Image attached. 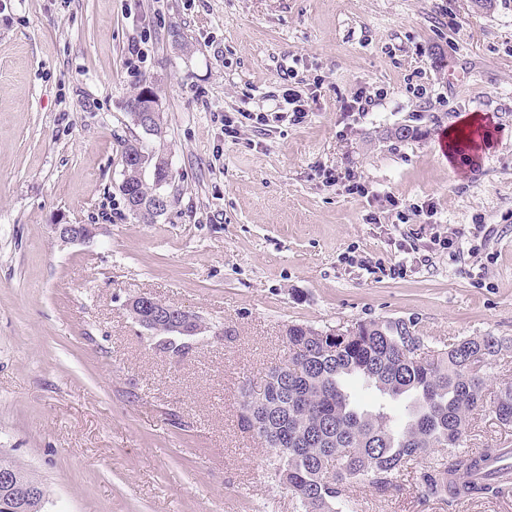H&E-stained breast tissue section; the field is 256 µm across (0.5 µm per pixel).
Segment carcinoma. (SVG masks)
Wrapping results in <instances>:
<instances>
[{"instance_id":"carcinoma-1","label":"carcinoma","mask_w":512,"mask_h":512,"mask_svg":"<svg viewBox=\"0 0 512 512\" xmlns=\"http://www.w3.org/2000/svg\"><path fill=\"white\" fill-rule=\"evenodd\" d=\"M121 194L127 206L153 194L145 171L124 170ZM288 360L248 388L241 426L271 450L267 468L295 500L297 512H355L347 489L357 482L389 492L430 448L448 449L440 466L419 472L424 499L454 498L455 480L496 458L498 449L460 450L475 412L487 400L484 364L512 347L499 336H466L439 347L421 336L411 320H359L340 328L290 324ZM361 388L384 400L409 401L403 423L380 403L368 405ZM497 421L512 426V382L491 401ZM34 484L38 494L26 512H42L46 486L26 468L0 455V475ZM472 498L499 493L493 483L470 484Z\"/></svg>"}]
</instances>
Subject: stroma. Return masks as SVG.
I'll list each match as a JSON object with an SVG mask.
<instances>
[{
  "label": "stroma",
  "instance_id": "1",
  "mask_svg": "<svg viewBox=\"0 0 512 512\" xmlns=\"http://www.w3.org/2000/svg\"><path fill=\"white\" fill-rule=\"evenodd\" d=\"M291 65L307 118L225 136L273 108ZM147 83L164 135L144 142L172 161L151 224L119 190ZM362 88L387 96L340 111ZM473 114L480 155H448ZM349 169L432 204L431 224L494 234L393 274L396 216L326 179ZM61 220L99 231L64 245ZM142 293L229 335L160 355L125 309ZM389 318L440 344L512 340V0H0V453L48 485L44 512H295L240 425L242 389L286 361V325ZM466 445L512 448V427L483 411ZM348 493L361 512H512L423 500L412 478Z\"/></svg>",
  "mask_w": 512,
  "mask_h": 512
}]
</instances>
